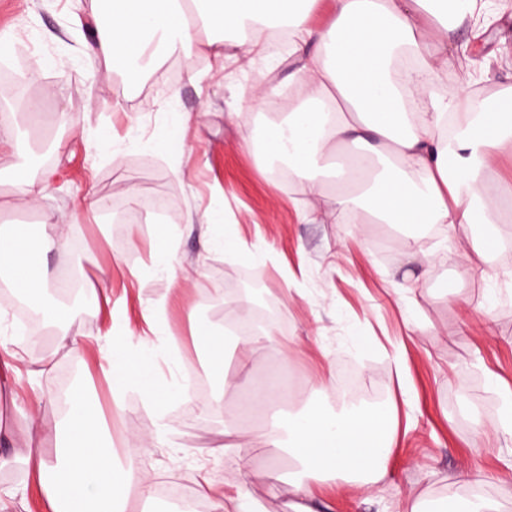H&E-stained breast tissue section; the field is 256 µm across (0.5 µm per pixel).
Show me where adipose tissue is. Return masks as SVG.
Masks as SVG:
<instances>
[{"label":"adipose tissue","instance_id":"adipose-tissue-1","mask_svg":"<svg viewBox=\"0 0 512 512\" xmlns=\"http://www.w3.org/2000/svg\"><path fill=\"white\" fill-rule=\"evenodd\" d=\"M315 0H110V19L95 30L89 54L117 72L139 65L159 68L162 52L192 44L197 56L224 62L226 29H236L238 47L268 55L264 27L287 28L295 44L317 39V50L296 72L306 89L304 101L282 114L265 133L267 155L282 160L289 177L306 184L313 198L304 221L333 223L373 220L402 232V245L415 251L407 230L414 224H441L449 230L480 224L488 232L470 240L477 258L499 250L497 229L506 199L497 195L486 170L490 160L512 144V86L493 104L478 103L470 74L456 77L452 97L433 88L453 68L448 47L459 32L478 39L494 12L495 0H335L332 21L319 32L308 26ZM135 55H127V47ZM418 99L408 110L407 97ZM343 146L356 147L353 189L322 194V163ZM64 237L44 216L41 233L22 227L0 236V310L21 296L44 320L61 322L57 304L47 302L57 278L34 266L36 255L63 249ZM112 363L104 371L113 396L135 385L162 403L171 387L151 378V362L133 357L123 345L107 341ZM65 422L54 429L26 417L14 438L10 462L36 478L49 512H127L126 492L138 486L152 497L151 479L136 462L142 445L129 441L116 456L103 437L107 431L83 397L70 394ZM399 414L385 404L379 417L363 406L345 415L310 408L288 420V438L276 429L258 431L256 447L269 455L287 450L300 475L285 482L289 512H317L312 481L341 479L368 490L386 480ZM251 459L239 457L227 481L225 498L235 512H266L251 488Z\"/></svg>","mask_w":512,"mask_h":512}]
</instances>
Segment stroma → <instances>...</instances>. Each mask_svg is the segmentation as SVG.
Masks as SVG:
<instances>
[{"mask_svg":"<svg viewBox=\"0 0 512 512\" xmlns=\"http://www.w3.org/2000/svg\"><path fill=\"white\" fill-rule=\"evenodd\" d=\"M104 19L102 0H0V37L9 41L0 66L26 48L45 62L38 77L11 84L10 101L0 103V127L17 122L31 101L40 103L43 125L38 139L0 147V233L16 225L38 233L42 213L53 215L69 243L44 261L77 281L64 328L84 342L79 352H59L54 326L33 329L29 361L49 359L54 368L35 387L26 372L10 378L6 390L17 404L0 405V424L20 430L23 407L53 427L62 419L59 405L39 406L33 388L46 395L80 388L115 449L168 423L167 441L145 448L140 461L156 485L190 484L210 512H232L224 481L244 443L252 448L253 493L268 512H285L280 484L264 477L266 452L251 445L260 420L246 419L244 394L231 386L214 406L218 383L192 335L195 317L227 324L238 301L229 287L250 278L260 285L258 308L268 314L257 328L277 336L276 345L251 352L254 376L286 371L298 383L293 408L317 403L339 411L348 403L338 378L351 365L363 403L378 399L409 416L386 481L364 494L314 484L318 512H397L410 496L430 512L444 499L466 497L467 487L452 480L461 470L483 476L496 512H512V442L496 433L501 395L512 392V252L474 267L468 241L485 234L479 224L451 234L415 230L419 248L411 254L385 224L305 223L306 188L277 180L274 159L260 153L267 127L279 118L273 105L288 113L304 96L293 44H271L267 60L238 52L220 67L204 59L188 64L179 53L164 58L157 74L119 81L84 53ZM488 35L454 53L455 72L471 74L475 95L487 104L512 85V0H501ZM59 85L66 97H51ZM246 134L253 139L248 149L241 145ZM50 169L57 175L37 208L14 195L15 182L41 181ZM90 191L109 208L89 210ZM149 197L169 199L171 215L143 210ZM227 224L243 243L235 254L221 242ZM171 267L194 277L171 284ZM95 283L109 303H94ZM148 307L156 311L153 331L127 338ZM362 333L377 336L378 346L361 349L355 337ZM110 338L150 358L157 380L170 387L189 371L203 373L209 397L190 392L156 404L133 387L113 403L101 370ZM206 478L215 489L205 495ZM1 488L21 493L6 512H46L23 468L0 466Z\"/></svg>","mask_w":512,"mask_h":512,"instance_id":"stroma-1","label":"stroma"}]
</instances>
